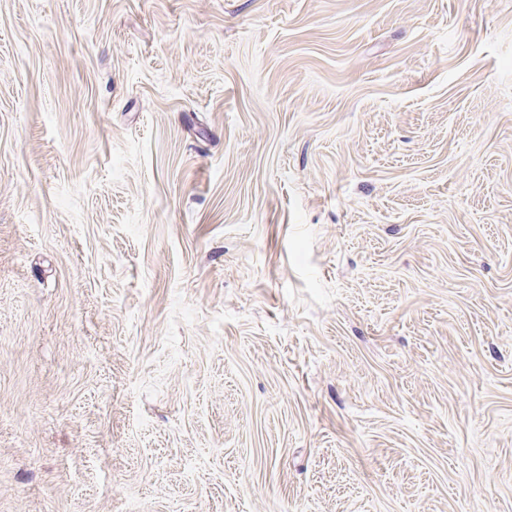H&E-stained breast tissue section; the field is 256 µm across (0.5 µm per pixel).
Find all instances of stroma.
<instances>
[{
    "label": "stroma",
    "instance_id": "1",
    "mask_svg": "<svg viewBox=\"0 0 512 512\" xmlns=\"http://www.w3.org/2000/svg\"><path fill=\"white\" fill-rule=\"evenodd\" d=\"M0 512H512V0H0Z\"/></svg>",
    "mask_w": 512,
    "mask_h": 512
}]
</instances>
